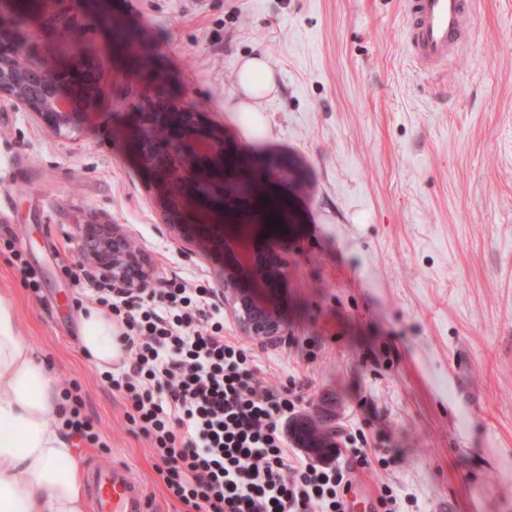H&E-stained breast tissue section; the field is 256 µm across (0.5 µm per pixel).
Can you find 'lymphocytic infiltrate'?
Masks as SVG:
<instances>
[{"label":"lymphocytic infiltrate","mask_w":512,"mask_h":512,"mask_svg":"<svg viewBox=\"0 0 512 512\" xmlns=\"http://www.w3.org/2000/svg\"><path fill=\"white\" fill-rule=\"evenodd\" d=\"M93 294L129 359L109 384L185 512H349L369 456L318 466L289 448L280 422L295 385L268 383L254 349L225 336L214 289L172 277L137 295Z\"/></svg>","instance_id":"lymphocytic-infiltrate-1"}]
</instances>
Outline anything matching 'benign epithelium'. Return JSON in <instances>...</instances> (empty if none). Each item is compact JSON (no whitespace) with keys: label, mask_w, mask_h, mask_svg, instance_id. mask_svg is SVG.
<instances>
[{"label":"benign epithelium","mask_w":512,"mask_h":512,"mask_svg":"<svg viewBox=\"0 0 512 512\" xmlns=\"http://www.w3.org/2000/svg\"><path fill=\"white\" fill-rule=\"evenodd\" d=\"M104 72L84 61L66 65L28 63L24 35L13 23V11L0 4V100L32 112L59 137L78 132L101 102ZM132 140L140 167L163 195L161 221L170 238L189 252L203 238L220 239L224 272L218 282L224 305L245 336L276 339L287 335L280 308L281 290L288 286V265L273 239L253 229L236 234L240 202L207 209L200 200L209 192L228 195L242 181L224 162L232 159L224 130L207 113L182 100L147 90L131 114ZM178 173L173 178L172 173ZM82 265L114 292L137 293L153 280L150 267L130 238L115 224L76 227ZM315 447L334 448L323 431L336 436L329 423H315Z\"/></svg>","instance_id":"7a95c632"}]
</instances>
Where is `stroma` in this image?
Returning <instances> with one entry per match:
<instances>
[{"label": "stroma", "mask_w": 512, "mask_h": 512, "mask_svg": "<svg viewBox=\"0 0 512 512\" xmlns=\"http://www.w3.org/2000/svg\"><path fill=\"white\" fill-rule=\"evenodd\" d=\"M469 42L446 70L412 63L402 0H37L19 24L60 58L42 12L69 24L111 78L79 134L59 138L0 101V295L50 380L75 382L100 435L72 438L82 465L120 462L149 512H180L150 445L82 353L86 305L69 274L74 226L117 224L154 265L216 287L219 249L175 245L127 133L140 66L208 113L242 164L284 157L275 189L291 222L287 341H253L295 411L331 418L337 462L363 446L361 497L390 485L402 512H512V0H472ZM150 48L116 50L110 20ZM265 53L275 87L246 133L241 60ZM40 273L33 296L1 240Z\"/></svg>", "instance_id": "35a3bbf8"}]
</instances>
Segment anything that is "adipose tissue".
<instances>
[{
  "label": "adipose tissue",
  "mask_w": 512,
  "mask_h": 512,
  "mask_svg": "<svg viewBox=\"0 0 512 512\" xmlns=\"http://www.w3.org/2000/svg\"><path fill=\"white\" fill-rule=\"evenodd\" d=\"M245 96L238 111L274 83L265 56L243 60L238 70ZM119 330L99 309L82 316L83 354L105 371L124 356ZM61 397L43 361L16 330L12 305L0 299V512H86L77 451L65 426H53Z\"/></svg>",
  "instance_id": "adipose-tissue-1"
}]
</instances>
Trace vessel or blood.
Returning a JSON list of instances; mask_svg holds the SVG:
<instances>
[{
    "label": "vessel or blood",
    "mask_w": 512,
    "mask_h": 512,
    "mask_svg": "<svg viewBox=\"0 0 512 512\" xmlns=\"http://www.w3.org/2000/svg\"><path fill=\"white\" fill-rule=\"evenodd\" d=\"M469 9V0H404V42L421 68L455 58L469 40ZM85 485L92 512H145L146 495L125 465H91Z\"/></svg>",
    "instance_id": "vessel-or-blood-1"
}]
</instances>
